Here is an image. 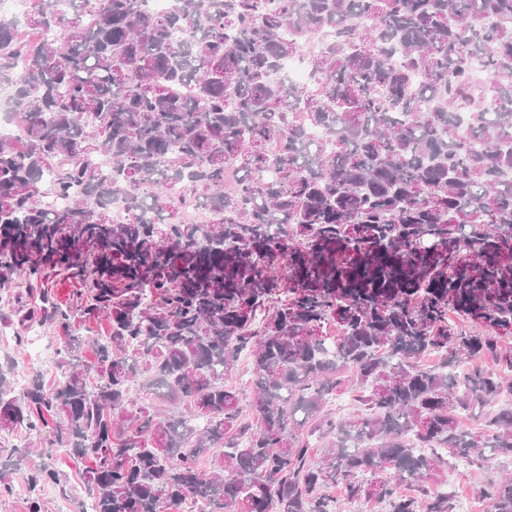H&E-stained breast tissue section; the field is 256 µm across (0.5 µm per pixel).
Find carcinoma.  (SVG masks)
Here are the masks:
<instances>
[{"instance_id": "obj_1", "label": "carcinoma", "mask_w": 512, "mask_h": 512, "mask_svg": "<svg viewBox=\"0 0 512 512\" xmlns=\"http://www.w3.org/2000/svg\"><path fill=\"white\" fill-rule=\"evenodd\" d=\"M326 29L313 87L292 85ZM0 84L25 124L0 140V322L17 348L63 333L53 384L0 368V435L54 421L41 454L65 452L91 512H338L336 485L373 512H457L428 475L512 458V381L462 370H512V0H27L0 17ZM242 357L254 424L224 378ZM487 406L490 434L460 428ZM25 480L41 512L61 473ZM487 499L512 512V478ZM317 47L318 44H314L299 57L288 61V63L285 65L284 73L288 75L289 80L304 87L311 86L312 80L309 70L302 67L300 63L304 60L308 61L311 57V54L316 51Z\"/></svg>"}]
</instances>
